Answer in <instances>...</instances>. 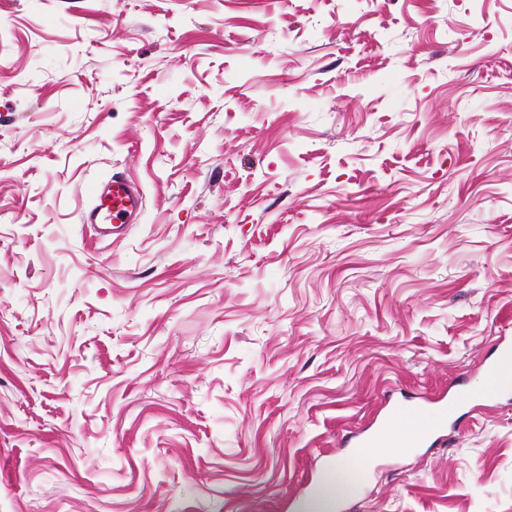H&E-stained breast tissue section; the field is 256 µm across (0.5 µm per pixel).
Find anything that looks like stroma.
I'll use <instances>...</instances> for the list:
<instances>
[{"mask_svg": "<svg viewBox=\"0 0 512 512\" xmlns=\"http://www.w3.org/2000/svg\"><path fill=\"white\" fill-rule=\"evenodd\" d=\"M504 338L512 0H0V512H512ZM89 206L81 214V222L98 228L107 236L110 231L100 224L112 225V234L119 226L128 224L142 210L143 197L140 189L131 182L114 177L97 183L90 190ZM436 423L435 418L427 415L403 413L395 423L400 427L397 435L392 439L387 437L378 449L406 452L418 445ZM352 473L351 465L337 463L334 473L326 480L320 499L311 503L304 511L306 512H328L333 511L336 498L341 489L352 492L354 484L350 478Z\"/></svg>", "mask_w": 512, "mask_h": 512, "instance_id": "stroma-1", "label": "stroma"}]
</instances>
